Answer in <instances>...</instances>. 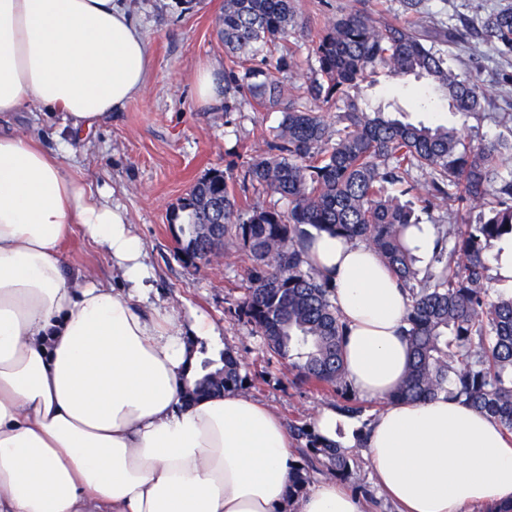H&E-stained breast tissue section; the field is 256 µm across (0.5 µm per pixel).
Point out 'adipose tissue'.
<instances>
[{
    "label": "adipose tissue",
    "instance_id": "ef3b65f1",
    "mask_svg": "<svg viewBox=\"0 0 512 512\" xmlns=\"http://www.w3.org/2000/svg\"><path fill=\"white\" fill-rule=\"evenodd\" d=\"M147 42L119 0H0V117L28 100L86 131L146 86ZM80 227L120 285L68 272ZM336 288L347 381L383 406L366 441L404 512L512 506V435L452 393L388 401L404 379V289L366 245L326 233L310 250ZM144 245L120 206L33 141L0 132V512H363L334 480L288 498L296 464L280 419L228 390L185 402L190 337L149 305Z\"/></svg>",
    "mask_w": 512,
    "mask_h": 512
}]
</instances>
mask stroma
I'll return each instance as SVG.
<instances>
[{
  "label": "stroma",
  "instance_id": "stroma-1",
  "mask_svg": "<svg viewBox=\"0 0 512 512\" xmlns=\"http://www.w3.org/2000/svg\"><path fill=\"white\" fill-rule=\"evenodd\" d=\"M129 2L153 59L148 84L84 138L70 140L61 161L125 210L153 270V302L185 316L204 315L214 324L218 341H198V358L217 361L224 351L233 352L247 374V395L268 406L284 424L312 422L318 411L329 408V398L297 380L287 363L268 350L255 327L236 313L249 286L247 257L236 252L207 265H195L182 259L174 236L175 225L183 220L180 202L190 186L210 170L227 168L244 148L261 144L278 126L281 114L270 107H252L238 96L230 97L225 105L198 100L196 79L202 69H211L219 79L224 76L227 59L217 35L224 0ZM510 3L423 0L437 23L465 35L464 41L448 45L453 65L489 89H500L512 64L497 56L481 32L488 12ZM360 98L370 109L380 104L402 108L414 122L428 123L443 116L474 144L512 140V122L501 120L505 104L499 98L485 104L478 114L463 117L449 112L446 103L427 99L415 80L392 82L381 72L363 85ZM421 98L427 101L425 108L414 109V102ZM5 128L48 150L59 146L60 117L45 113L37 103L13 113ZM61 252L69 271L88 272L106 281L116 276L110 256L81 230L69 235ZM379 410V403L366 402L362 413L350 417L351 430L342 435L339 446L355 460V484L370 493L366 512H397L380 492L371 463L358 448L359 434L370 428Z\"/></svg>",
  "mask_w": 512,
  "mask_h": 512
}]
</instances>
